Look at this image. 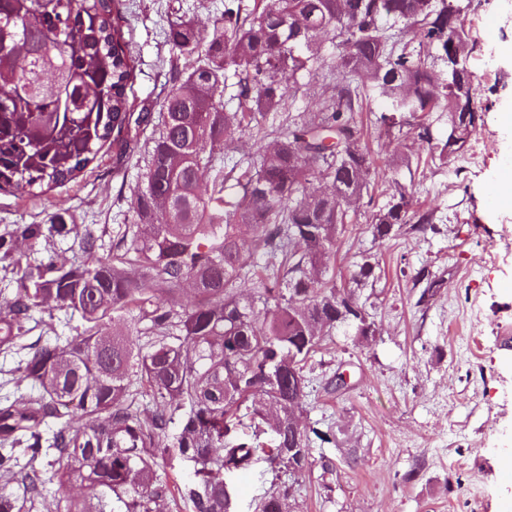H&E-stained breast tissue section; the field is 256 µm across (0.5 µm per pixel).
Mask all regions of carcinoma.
Segmentation results:
<instances>
[{
    "instance_id": "cac0c4a2",
    "label": "carcinoma",
    "mask_w": 512,
    "mask_h": 512,
    "mask_svg": "<svg viewBox=\"0 0 512 512\" xmlns=\"http://www.w3.org/2000/svg\"><path fill=\"white\" fill-rule=\"evenodd\" d=\"M473 0H224L209 24L178 16L166 33L170 87L159 112L128 111L134 72L112 0H0V190L42 193L76 179L106 142L126 150L130 125L151 129L132 223L100 253L82 224H14L0 233V267L18 288L0 310V353L24 352L15 372L31 392L0 401V512H166L163 465L184 464L177 485L189 512H235V478L258 461L274 475L309 465L302 421L308 360L336 328L354 342L378 332L365 303L330 274L349 213L370 194L374 160L357 127L362 101L386 102L380 123H404L434 143L431 160L463 151L482 108L463 14ZM343 45L316 112L288 115V133L242 166L224 165L235 134L263 129L286 109V81L313 75L326 39ZM189 67L179 66L180 61ZM238 104L224 107L229 76ZM448 113L434 141L432 113ZM210 192H202L204 179ZM233 182L240 198L224 197ZM331 184V198L309 185ZM438 232L396 184L373 211L384 240L404 226ZM262 247L254 261L241 242ZM73 236L80 257L47 254ZM351 280L377 279L362 252ZM255 281L258 301L236 283ZM137 311L134 329L109 322ZM35 312L78 315L64 342L22 344ZM24 448L19 466L15 449ZM59 467L45 494L43 458ZM257 512H296L274 488Z\"/></svg>"
}]
</instances>
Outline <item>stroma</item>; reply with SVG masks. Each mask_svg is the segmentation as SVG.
I'll use <instances>...</instances> for the list:
<instances>
[{
    "label": "stroma",
    "instance_id": "1",
    "mask_svg": "<svg viewBox=\"0 0 512 512\" xmlns=\"http://www.w3.org/2000/svg\"><path fill=\"white\" fill-rule=\"evenodd\" d=\"M224 0H121L116 22L130 43L134 81L130 111L155 112L168 89L169 47L163 31L175 13L207 22ZM464 22L474 38L469 69L482 119L470 138L481 160L461 153L428 163V143L377 122L385 109L370 100L361 131L376 164L372 205L351 215L336 252L343 277L355 253L380 260V277L360 288L378 333L354 344L337 331L329 350L312 365L302 415L320 432L311 443L305 474L274 477L257 464L237 481L238 512L274 482L291 487L299 512H504L512 506L501 453L512 448V211H491L490 181L512 164L498 113L512 102V61L497 56L512 44V0H480ZM338 49L323 43V68L304 78L291 109L313 112ZM144 134L129 136L125 154L104 146L75 180L34 197L0 190V230L13 224H84L110 243L112 227L129 223V201L140 182ZM410 165H403V158ZM402 183L437 233L400 232L373 240V207L386 188ZM443 284L424 297L420 270ZM346 385L326 391L334 372Z\"/></svg>",
    "mask_w": 512,
    "mask_h": 512
}]
</instances>
